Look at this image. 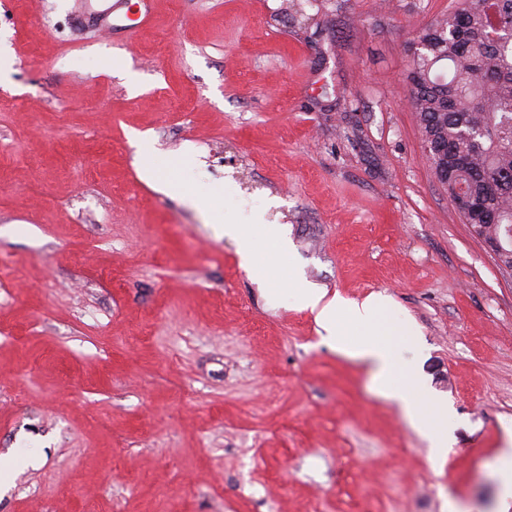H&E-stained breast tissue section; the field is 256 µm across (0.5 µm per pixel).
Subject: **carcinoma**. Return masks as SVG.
Returning a JSON list of instances; mask_svg holds the SVG:
<instances>
[{"instance_id": "carcinoma-1", "label": "carcinoma", "mask_w": 512, "mask_h": 512, "mask_svg": "<svg viewBox=\"0 0 512 512\" xmlns=\"http://www.w3.org/2000/svg\"><path fill=\"white\" fill-rule=\"evenodd\" d=\"M493 16L511 22L512 0H456L420 28L408 97L432 169L448 157V184L488 215L481 234L512 239V30L489 37Z\"/></svg>"}]
</instances>
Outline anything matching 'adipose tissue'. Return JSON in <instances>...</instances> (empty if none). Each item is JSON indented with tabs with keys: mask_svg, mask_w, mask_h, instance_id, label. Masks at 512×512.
Returning <instances> with one entry per match:
<instances>
[{
	"mask_svg": "<svg viewBox=\"0 0 512 512\" xmlns=\"http://www.w3.org/2000/svg\"><path fill=\"white\" fill-rule=\"evenodd\" d=\"M218 235L238 246L242 266L260 283L275 284L276 295L295 307L313 313L338 353L364 364L382 398L395 402L402 417L429 448V459L440 463L448 455L456 420L447 399L439 396L419 369L422 338L411 320L397 315L390 298L376 293L363 300L326 296L320 289L297 280L284 258L285 244L277 254L259 259L257 250L276 230L267 224H232L223 213L211 216Z\"/></svg>",
	"mask_w": 512,
	"mask_h": 512,
	"instance_id": "adipose-tissue-1",
	"label": "adipose tissue"
}]
</instances>
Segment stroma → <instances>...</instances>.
Segmentation results:
<instances>
[{"mask_svg":"<svg viewBox=\"0 0 512 512\" xmlns=\"http://www.w3.org/2000/svg\"><path fill=\"white\" fill-rule=\"evenodd\" d=\"M453 5L161 0L113 41L81 0L0 5V456L32 458L0 512H495L512 273L408 101L415 31ZM137 135L194 199L142 179ZM215 207L279 226L309 286L416 323L458 420L439 466Z\"/></svg>","mask_w":512,"mask_h":512,"instance_id":"35a3bbf8","label":"stroma"}]
</instances>
